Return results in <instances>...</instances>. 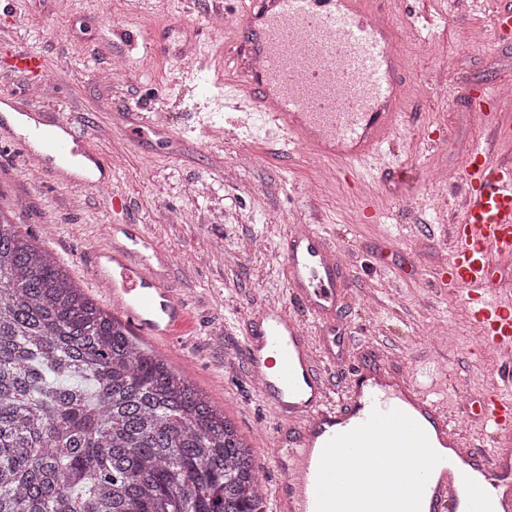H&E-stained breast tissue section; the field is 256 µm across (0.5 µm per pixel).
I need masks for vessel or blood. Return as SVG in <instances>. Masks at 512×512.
I'll return each instance as SVG.
<instances>
[{
    "instance_id": "1",
    "label": "vessel or blood",
    "mask_w": 512,
    "mask_h": 512,
    "mask_svg": "<svg viewBox=\"0 0 512 512\" xmlns=\"http://www.w3.org/2000/svg\"><path fill=\"white\" fill-rule=\"evenodd\" d=\"M392 42L389 0L371 8L365 0H249L224 29L237 98L280 128L290 148L351 165L376 159L405 121ZM13 68L35 82L47 62L24 51ZM488 98V137L448 182L460 217L448 227L438 286L461 299L479 347L511 353L504 263L512 259V160L497 151L512 142V99L494 88ZM0 103L28 119L22 134L0 124V143L27 166L41 170L47 155L79 151L99 172L93 187L111 184V164L60 113L10 94ZM283 252L290 299L303 313L265 305L245 320L241 343L247 372L277 423L273 463L283 479L274 512H512V366L479 397L486 426L477 443H463L459 422L442 404L371 357L363 337L337 335L328 324L344 277L335 244L292 229ZM92 268L109 279L108 300L135 334L169 345L185 307L166 280L163 250L116 224L94 250ZM344 346L361 359L338 388L326 365Z\"/></svg>"
}]
</instances>
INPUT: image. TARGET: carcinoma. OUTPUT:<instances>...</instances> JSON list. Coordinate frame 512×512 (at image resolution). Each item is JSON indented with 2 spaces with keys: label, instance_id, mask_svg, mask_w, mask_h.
<instances>
[{
  "label": "carcinoma",
  "instance_id": "obj_1",
  "mask_svg": "<svg viewBox=\"0 0 512 512\" xmlns=\"http://www.w3.org/2000/svg\"><path fill=\"white\" fill-rule=\"evenodd\" d=\"M0 512H265L232 420L1 211Z\"/></svg>",
  "mask_w": 512,
  "mask_h": 512
}]
</instances>
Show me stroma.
Returning a JSON list of instances; mask_svg holds the SVG:
<instances>
[{
	"mask_svg": "<svg viewBox=\"0 0 512 512\" xmlns=\"http://www.w3.org/2000/svg\"><path fill=\"white\" fill-rule=\"evenodd\" d=\"M497 7L512 0H393L392 49L408 84L407 124L391 143L401 175L365 183L338 162L282 150L272 126L256 129V113L225 108L228 88L212 72L174 84L177 57L146 56L140 36L156 26L168 28L173 47L195 40L201 51L220 50L223 35L201 31L211 0H0V95L29 89L12 56L41 53L39 106L87 132L112 165L103 188L61 185L47 173L34 181L0 147V208L104 308L107 289L88 274L101 225L150 236L168 253L169 286L186 307L168 360L249 440L266 505L282 479L270 465L275 423L246 372L240 319L266 303L296 309L285 214L336 240L346 271L337 330L363 334L385 365L445 401L463 435L481 430L483 411L458 397L457 383L482 392L498 377L497 359L476 352L463 304L435 286L449 252L442 227L454 215L436 174L462 169L483 140L468 113L484 87L512 82V38L498 39L490 20ZM125 112L144 115L153 131L131 135ZM115 195L126 210L113 212ZM371 196L377 213L368 217Z\"/></svg>",
	"mask_w": 512,
	"mask_h": 512,
	"instance_id": "35a3bbf8",
	"label": "stroma"
}]
</instances>
